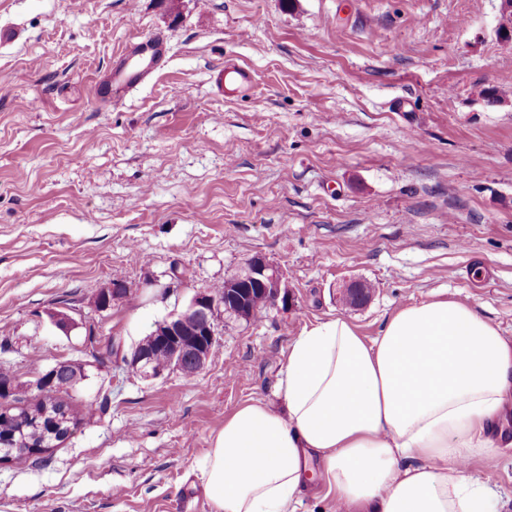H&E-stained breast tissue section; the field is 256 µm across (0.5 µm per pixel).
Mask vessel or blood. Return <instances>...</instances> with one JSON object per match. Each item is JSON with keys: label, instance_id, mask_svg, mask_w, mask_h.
Wrapping results in <instances>:
<instances>
[{"label": "vessel or blood", "instance_id": "b4317fda", "mask_svg": "<svg viewBox=\"0 0 512 512\" xmlns=\"http://www.w3.org/2000/svg\"><path fill=\"white\" fill-rule=\"evenodd\" d=\"M167 55L163 36L153 35L130 43L112 70V90L127 93L145 84L161 66ZM218 89L225 97H234L255 84L253 72L236 60L228 59L216 77Z\"/></svg>", "mask_w": 512, "mask_h": 512}]
</instances>
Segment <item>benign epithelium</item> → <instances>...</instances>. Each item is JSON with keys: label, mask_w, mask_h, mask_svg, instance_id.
<instances>
[{"label": "benign epithelium", "mask_w": 512, "mask_h": 512, "mask_svg": "<svg viewBox=\"0 0 512 512\" xmlns=\"http://www.w3.org/2000/svg\"><path fill=\"white\" fill-rule=\"evenodd\" d=\"M282 274L274 265L261 256L251 257L244 270L224 281V296L214 295L208 288H200L193 295L185 310L155 324L148 339L151 344L134 347L121 355V362L131 367L144 380H152L166 372L177 371L193 375L206 364L219 334V323L232 308L243 303L246 288H258L264 293L267 303L287 304L281 295ZM164 351L168 362H156V351ZM18 383L13 378L0 380V413L14 410V399ZM60 427L56 426L40 447L18 450L9 445L11 434L0 437V463L11 461L18 452L28 454L50 449Z\"/></svg>", "instance_id": "obj_1"}]
</instances>
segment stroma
<instances>
[{
  "instance_id": "35a3bbf8",
  "label": "stroma",
  "mask_w": 512,
  "mask_h": 512,
  "mask_svg": "<svg viewBox=\"0 0 512 512\" xmlns=\"http://www.w3.org/2000/svg\"><path fill=\"white\" fill-rule=\"evenodd\" d=\"M506 24L502 0H0V373L25 404L58 362L86 373L61 396L68 437L0 464V512H214L196 465L241 405L281 406L307 324L370 341L443 292L512 339ZM156 32L170 59L113 97L120 51ZM228 58L255 74L232 98L213 82ZM255 255L288 305L224 318L195 375L146 382L105 352ZM115 279L129 294L98 310ZM360 280L369 301L346 307ZM506 420L461 465L490 512H512Z\"/></svg>"
}]
</instances>
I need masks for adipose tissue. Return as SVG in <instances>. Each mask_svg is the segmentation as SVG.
<instances>
[{
  "mask_svg": "<svg viewBox=\"0 0 512 512\" xmlns=\"http://www.w3.org/2000/svg\"><path fill=\"white\" fill-rule=\"evenodd\" d=\"M280 390L282 408L243 404L198 461L215 512H296L314 458L345 512H488L457 464L497 446L512 340L470 305L402 307L371 343L340 317L312 324Z\"/></svg>",
  "mask_w": 512,
  "mask_h": 512,
  "instance_id": "ef3b65f1",
  "label": "adipose tissue"
}]
</instances>
